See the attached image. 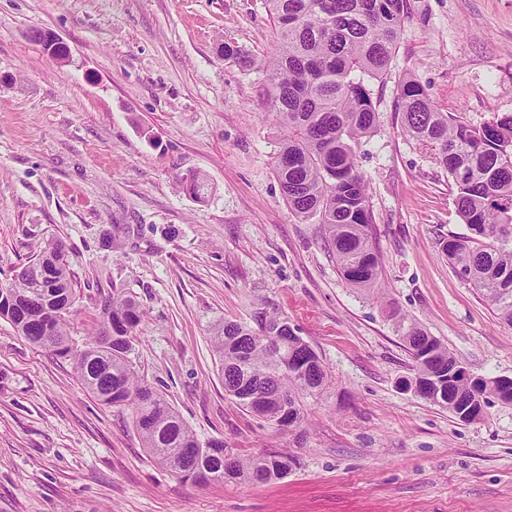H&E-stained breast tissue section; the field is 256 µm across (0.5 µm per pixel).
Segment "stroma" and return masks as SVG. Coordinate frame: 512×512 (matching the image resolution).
I'll list each match as a JSON object with an SVG mask.
<instances>
[{
  "label": "stroma",
  "instance_id": "35a3bbf8",
  "mask_svg": "<svg viewBox=\"0 0 512 512\" xmlns=\"http://www.w3.org/2000/svg\"><path fill=\"white\" fill-rule=\"evenodd\" d=\"M411 5L357 151L380 301L346 285L323 225L281 192L256 66L276 50L265 0H0V283L62 240L75 343L104 298L134 299L133 367L201 441L295 458L266 484L182 481L142 447L131 406L102 404L71 361L0 319V512H512V406L468 423L403 387L401 323L487 378H512V327L449 268L442 243L468 227L397 109L409 77L469 125L511 114L512 0ZM41 29L67 62L33 40ZM193 173L205 197L184 189ZM271 316L330 376L285 428L225 394L212 342L224 321Z\"/></svg>",
  "mask_w": 512,
  "mask_h": 512
}]
</instances>
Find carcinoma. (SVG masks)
Listing matches in <instances>:
<instances>
[{"label":"carcinoma","mask_w":512,"mask_h":512,"mask_svg":"<svg viewBox=\"0 0 512 512\" xmlns=\"http://www.w3.org/2000/svg\"><path fill=\"white\" fill-rule=\"evenodd\" d=\"M276 53L266 70L267 101L283 131L275 172L290 210L318 218L340 275L358 290L382 296L383 266L372 244L369 193L356 166V147L377 126L367 79L382 77L395 55L410 0H266ZM402 131L444 168L454 204L470 235L444 243L450 267L475 288L498 319L512 327V115L472 126L439 111L423 86L399 85ZM46 274L24 270L0 286V318L31 343L73 361L77 376L105 405L133 407L143 448L188 480L195 466L209 481L226 477L269 482L292 458L259 453L239 458L221 441L202 443L166 398L135 373L130 354L140 310L129 297L101 306L102 328L76 346L67 313L73 284L65 247L48 243ZM403 340L414 360L419 395L463 422L481 420L494 402L512 405V385L465 375L439 340L416 325ZM224 391L247 412L278 426L303 419V399L321 392L328 375L288 320L273 316L253 329L226 321L213 336Z\"/></svg>","instance_id":"obj_1"}]
</instances>
